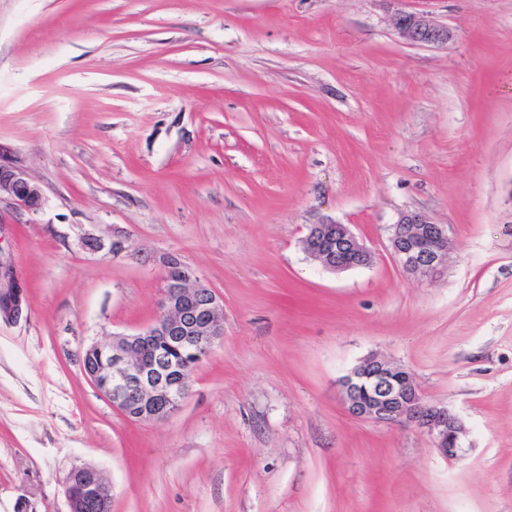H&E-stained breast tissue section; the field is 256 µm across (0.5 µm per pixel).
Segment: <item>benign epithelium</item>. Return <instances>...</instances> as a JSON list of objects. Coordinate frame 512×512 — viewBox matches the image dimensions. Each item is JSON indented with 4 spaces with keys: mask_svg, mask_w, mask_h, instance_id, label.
I'll return each mask as SVG.
<instances>
[{
    "mask_svg": "<svg viewBox=\"0 0 512 512\" xmlns=\"http://www.w3.org/2000/svg\"><path fill=\"white\" fill-rule=\"evenodd\" d=\"M394 22L415 45L440 46L451 32L416 12L399 11ZM38 211L44 194L27 170L0 144V199ZM389 242L396 261L409 275L434 277L448 268V227L421 212L405 211L390 227ZM305 251L324 268L343 271L370 264V252L344 225L323 220L311 224L302 240ZM26 309V295L12 265L0 259V321L16 322ZM224 335V305L216 292L189 275L164 279L154 320L134 334H116L106 343L85 349L83 372L96 389L128 418L157 422L177 411L185 398L182 370L156 350V345L209 350ZM348 412L359 419L384 424H412L426 433L446 458L461 451L464 427L446 407L424 401L408 371L376 356L364 360L341 380ZM65 491L69 512H82L89 501L112 496L103 474L87 464L67 472Z\"/></svg>",
    "mask_w": 512,
    "mask_h": 512,
    "instance_id": "7a95c632",
    "label": "benign epithelium"
}]
</instances>
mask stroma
<instances>
[{"mask_svg":"<svg viewBox=\"0 0 512 512\" xmlns=\"http://www.w3.org/2000/svg\"><path fill=\"white\" fill-rule=\"evenodd\" d=\"M0 143L44 194L0 201V512H68L81 463L111 512H512V0H0ZM403 211L447 225L442 276L392 257ZM324 219L372 264L306 254ZM166 254L224 335L143 423L81 359L153 321ZM372 356L457 413L459 459L348 413ZM394 22L400 34L415 45L440 46L451 38L448 26L437 24L421 13L398 11ZM26 295L12 265L0 259V321L16 322L26 309Z\"/></svg>","mask_w":512,"mask_h":512,"instance_id":"35a3bbf8","label":"stroma"}]
</instances>
